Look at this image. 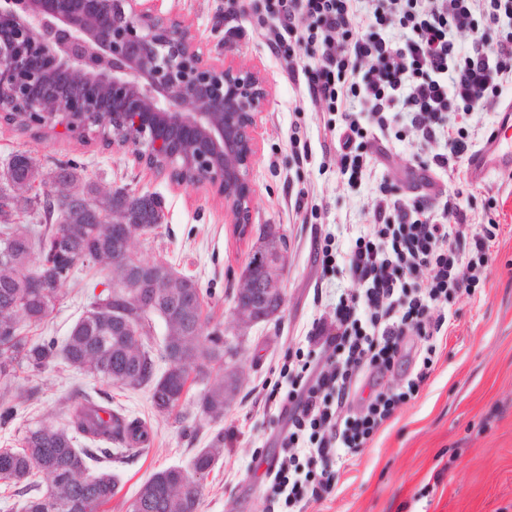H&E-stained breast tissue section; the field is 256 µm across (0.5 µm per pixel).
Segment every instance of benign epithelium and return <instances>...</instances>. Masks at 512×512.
Segmentation results:
<instances>
[{"mask_svg": "<svg viewBox=\"0 0 512 512\" xmlns=\"http://www.w3.org/2000/svg\"><path fill=\"white\" fill-rule=\"evenodd\" d=\"M158 0H0V115L4 108L25 127L50 133L61 127L83 143L112 127V148L168 178L175 187L208 186L230 213L239 235L251 224L257 128L268 92L261 71L205 59L202 46L180 21L163 14ZM13 189L36 195L42 188L31 159L11 161ZM117 237L112 281L105 290L123 294L127 309H112V331L132 338L157 317L164 336H195L188 322L195 284L177 274L165 285L146 272L154 265L132 249L143 231L138 214L120 205L96 218ZM288 263L285 237L264 227L253 263L240 274L233 303L236 332L277 316ZM172 299L181 309L164 313ZM235 347L224 338V404L241 384L232 364Z\"/></svg>", "mask_w": 512, "mask_h": 512, "instance_id": "7a95c632", "label": "benign epithelium"}]
</instances>
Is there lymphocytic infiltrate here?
Instances as JSON below:
<instances>
[{
    "instance_id": "lymphocytic-infiltrate-1",
    "label": "lymphocytic infiltrate",
    "mask_w": 512,
    "mask_h": 512,
    "mask_svg": "<svg viewBox=\"0 0 512 512\" xmlns=\"http://www.w3.org/2000/svg\"><path fill=\"white\" fill-rule=\"evenodd\" d=\"M266 9L273 22L268 47L289 81L305 85L325 112L350 180L367 172L364 139L389 138L401 111L420 143L444 141L446 152L433 161L456 173L485 138L474 108L512 91V0H266ZM299 15L308 20L301 32ZM393 24L404 31L400 40L384 33ZM459 31L475 35L468 51L455 44ZM353 101L369 126L350 112ZM366 215L350 251L339 252L332 235L323 239V267L343 265L356 283L306 331L323 364L300 350L289 353L282 366L287 392L264 395L287 416L282 458L265 472L272 489L267 512H306L328 496L340 465L419 394L451 325L446 309L458 295L474 294L500 229L495 219L474 224L457 206L436 211L426 196L402 197L386 185ZM411 336L426 345L420 367L400 389L379 390ZM363 389L365 406L350 411Z\"/></svg>"
}]
</instances>
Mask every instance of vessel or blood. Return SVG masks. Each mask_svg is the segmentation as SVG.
<instances>
[{
    "label": "vessel or blood",
    "instance_id": "b4317fda",
    "mask_svg": "<svg viewBox=\"0 0 512 512\" xmlns=\"http://www.w3.org/2000/svg\"><path fill=\"white\" fill-rule=\"evenodd\" d=\"M499 174H512V102L501 107L500 117L483 147L468 159L472 182L484 183Z\"/></svg>",
    "mask_w": 512,
    "mask_h": 512
}]
</instances>
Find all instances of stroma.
<instances>
[{
    "mask_svg": "<svg viewBox=\"0 0 512 512\" xmlns=\"http://www.w3.org/2000/svg\"><path fill=\"white\" fill-rule=\"evenodd\" d=\"M238 4L232 12L228 0H161L160 8L182 23L211 60L253 64L265 77L268 105L259 119V154L251 171L252 236L236 233L228 210L209 187L172 186L167 177L135 165L128 152L96 141L45 137L0 121V166L23 153L43 183H53L59 166L73 164L82 180L103 192L122 189L154 197L162 220L152 232L136 235L132 246L142 259L166 262L199 284L208 332L234 329L233 296L256 233L263 225H278L288 254L282 312L244 330L234 359L241 388L220 420L201 415L197 399L206 382L221 379V372L194 382L176 411L160 416L148 388L80 374L61 363L36 378L38 395L20 406L13 420L0 424V448L18 447L26 425L63 423L62 399L80 388L112 410L145 421L151 430L146 450L110 463L118 489L103 512H126L153 473L189 467L219 431L224 451L205 482L199 512H265L271 491L263 474L279 459L285 421L278 409L265 407L261 386L279 380L288 352L305 344L304 328L354 286L347 271L324 270L317 249L330 232L341 250H348L381 184L411 196L427 174L434 207L450 201L479 209L488 199L497 200L493 214L501 233L486 279L474 295L453 301L452 325L419 396L396 408L374 440L347 463L335 491L307 512H512V217L500 207L512 192V179L471 186L463 175L448 177L430 167L433 156L444 152L443 142L424 145L407 136L366 141L369 173L349 182L320 108L305 86L289 82L283 62L266 46L271 22L264 0ZM295 137L307 143V160H297ZM302 188L318 207V218L310 224L295 210ZM110 276L97 265L77 266L50 318L28 327V335L64 340Z\"/></svg>",
    "mask_w": 512,
    "mask_h": 512,
    "instance_id": "obj_1",
    "label": "stroma"
}]
</instances>
